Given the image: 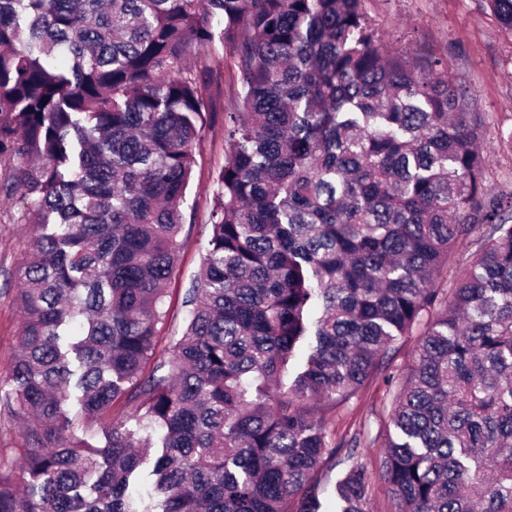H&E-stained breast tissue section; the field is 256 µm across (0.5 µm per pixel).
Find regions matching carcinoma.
<instances>
[{"label": "carcinoma", "mask_w": 512, "mask_h": 512, "mask_svg": "<svg viewBox=\"0 0 512 512\" xmlns=\"http://www.w3.org/2000/svg\"><path fill=\"white\" fill-rule=\"evenodd\" d=\"M482 2L512 31V0ZM216 42L227 154L160 350ZM484 125L440 59L381 44L367 0H0V189L34 228L0 512H326L329 462L336 512H370L318 413L379 377L394 512H512V192L486 186ZM21 422L3 406H0V461L16 460L23 441L20 435Z\"/></svg>", "instance_id": "cac0c4a2"}]
</instances>
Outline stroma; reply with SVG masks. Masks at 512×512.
<instances>
[{
	"mask_svg": "<svg viewBox=\"0 0 512 512\" xmlns=\"http://www.w3.org/2000/svg\"><path fill=\"white\" fill-rule=\"evenodd\" d=\"M482 0H368L383 44L391 49L412 47L440 58L449 75L469 84L478 109L486 117L482 136L488 160L486 182L491 192L512 191V151L500 137L512 131V32L502 28ZM224 123L215 118L195 149L196 164L187 190L186 221L181 249L168 282L169 315L159 327V346L167 348L184 326L181 299L201 268L211 235L209 222L213 179L223 168ZM20 193L0 192V380L8 378L18 350L22 317L17 304L19 275L28 255L31 229L20 223ZM390 397L382 380L366 386L345 411L325 412L326 426L336 439L359 438L356 455L372 478V512H390L378 468L374 438Z\"/></svg>",
	"mask_w": 512,
	"mask_h": 512,
	"instance_id": "1",
	"label": "stroma"
}]
</instances>
